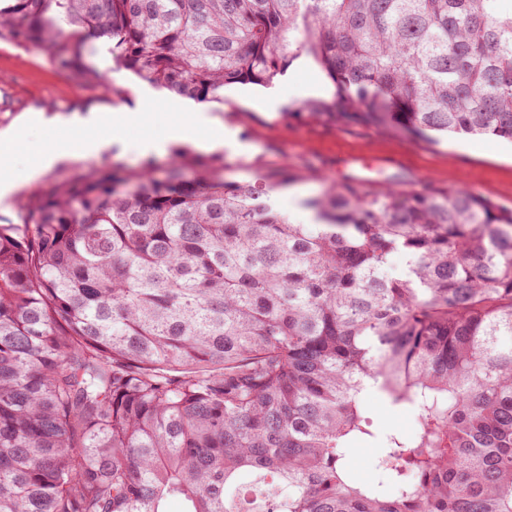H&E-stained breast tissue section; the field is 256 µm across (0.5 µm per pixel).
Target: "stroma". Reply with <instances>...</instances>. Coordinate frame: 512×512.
<instances>
[{
    "instance_id": "stroma-1",
    "label": "stroma",
    "mask_w": 512,
    "mask_h": 512,
    "mask_svg": "<svg viewBox=\"0 0 512 512\" xmlns=\"http://www.w3.org/2000/svg\"><path fill=\"white\" fill-rule=\"evenodd\" d=\"M89 62L106 77L107 92L62 73L45 49L0 40V131L22 120L27 123L8 168L9 177L22 188L0 199V221L23 224L22 206L36 192L24 184L34 160L61 140L91 135L84 118L123 107L142 114L141 123L129 130L130 138L167 139L165 152L152 158L161 172L177 153L200 156L193 142L171 141L167 135L188 113L204 112L234 128L248 146L240 153L221 148L228 182H252L264 172L288 167L300 174L296 187L308 199L321 192L323 182L356 178L370 189L455 187L512 209V144L487 137L434 142L377 125L312 119L301 113V104L312 97L331 99L335 88L305 61H294L268 87L225 86L220 103H197L151 85L117 66L102 42ZM142 163V157L119 153L113 146L93 157L57 164L46 179L61 181L92 166L129 173Z\"/></svg>"
}]
</instances>
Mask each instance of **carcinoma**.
I'll return each mask as SVG.
<instances>
[{"instance_id": "carcinoma-1", "label": "carcinoma", "mask_w": 512, "mask_h": 512, "mask_svg": "<svg viewBox=\"0 0 512 512\" xmlns=\"http://www.w3.org/2000/svg\"><path fill=\"white\" fill-rule=\"evenodd\" d=\"M1 38L104 89L102 40L197 103L305 58L312 118L512 143V0H0ZM296 180L179 153L0 224V512H512V210L345 180L295 224ZM368 399L369 416L373 419L376 426L404 434L412 432L414 416L409 409L386 405L374 393H370ZM376 448L367 444H357L349 448L348 457L353 462L359 476L367 481H373L377 477L374 467Z\"/></svg>"}]
</instances>
